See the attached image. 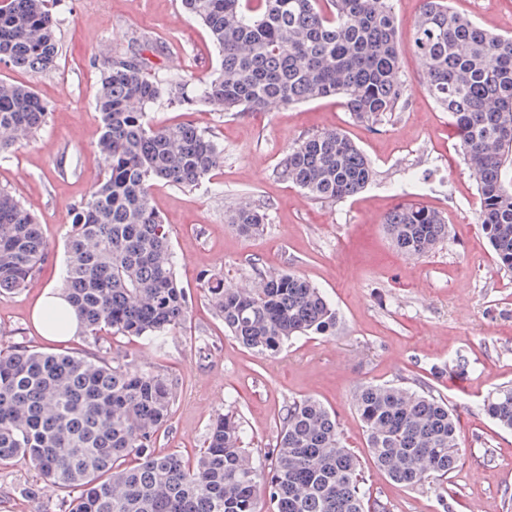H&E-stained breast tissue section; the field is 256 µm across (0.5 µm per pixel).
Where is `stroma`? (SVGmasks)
I'll use <instances>...</instances> for the list:
<instances>
[{"label": "stroma", "instance_id": "1", "mask_svg": "<svg viewBox=\"0 0 512 512\" xmlns=\"http://www.w3.org/2000/svg\"><path fill=\"white\" fill-rule=\"evenodd\" d=\"M422 6L423 0L394 2L409 100L377 127L353 122L334 98L238 115L189 112L165 99L153 105L150 124L188 122L224 147L223 165L201 184L159 182L152 189L190 311L163 343L108 335L96 346L82 335L63 343L44 339L31 313L42 289L62 285L70 210L104 166L95 148L100 51L137 52L147 73L192 80L218 65L219 56L205 28L180 14L181 0H68L56 14L57 69L0 65V79L32 86L49 109L34 139L0 155V187L37 216L48 244L34 281L0 295V344L97 350L159 372L173 391L160 452L197 453L212 421L229 412L239 418L254 458L267 461L288 405L311 396L335 413L359 456L369 512H512V432L483 408L490 393L512 383V273L500 270L478 222L479 193L457 152L452 120L426 90V69L409 39ZM451 6L512 35V0H451ZM325 128L344 131L376 171L363 192L334 204L276 174L288 147ZM243 198L267 216L259 234H239L226 222L229 207ZM408 203L439 211L448 225L447 238L423 257L399 251L385 230L386 214ZM259 268L290 269L320 288L339 314L335 334L294 339L274 358L229 336L204 295L205 281L220 273L227 286L248 288ZM367 383L422 386L448 402L460 429V462L448 479L410 489L376 467L353 402ZM59 499L33 467H0V512H53Z\"/></svg>", "mask_w": 512, "mask_h": 512}]
</instances>
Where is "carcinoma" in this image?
Masks as SVG:
<instances>
[{
  "label": "carcinoma",
  "mask_w": 512,
  "mask_h": 512,
  "mask_svg": "<svg viewBox=\"0 0 512 512\" xmlns=\"http://www.w3.org/2000/svg\"><path fill=\"white\" fill-rule=\"evenodd\" d=\"M64 2L0 6V65L55 69V11ZM326 3L327 9L320 0H182L221 57L191 92L180 74L148 75L136 53L105 62L95 110L96 149L107 169L72 208L63 279L82 334L93 343L106 334L161 341L187 318L189 296L152 186L201 183L223 162L224 148L187 123L149 124L147 110L157 101L166 96L188 110L242 114L272 102L335 97L369 127L407 105L393 0ZM410 40L426 64L429 94L453 118L458 152L480 196L479 224L500 268L512 273V37L456 13L448 0H425ZM47 119L48 106L33 88L0 80V155L32 140ZM278 174L312 198L336 203L362 192L375 170L334 128L289 147ZM227 223L251 235L262 229L264 214L237 204ZM385 226L400 250L418 257L448 236L440 213L420 204L391 211ZM46 251L36 217L0 188V293L26 288ZM204 292L229 335L262 355L279 354L299 336L336 331V309L295 272L260 270L246 292L214 274ZM354 406L389 480L413 489L455 472L460 431L447 401L369 383ZM171 407L167 381L131 360L0 346V466L36 469L64 493L59 512H264L267 503L275 512H365L359 459L319 400L288 405L268 467L243 447L232 414L211 424L206 447L192 457L155 451ZM484 409L512 430V384L489 394Z\"/></svg>",
  "instance_id": "1"
}]
</instances>
